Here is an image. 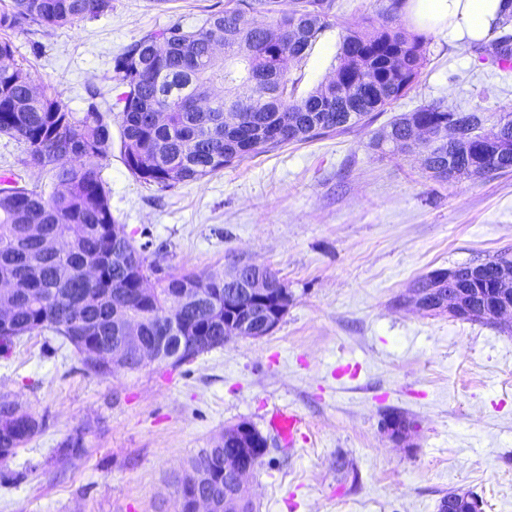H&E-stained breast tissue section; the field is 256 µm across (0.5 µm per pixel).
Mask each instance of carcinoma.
Masks as SVG:
<instances>
[{"label": "carcinoma", "mask_w": 512, "mask_h": 512, "mask_svg": "<svg viewBox=\"0 0 512 512\" xmlns=\"http://www.w3.org/2000/svg\"><path fill=\"white\" fill-rule=\"evenodd\" d=\"M406 0L390 4L365 25L342 23L331 74L299 96L291 66L307 58L336 18V0H226L200 26L179 22L151 29L129 44L116 61L124 91L104 108L90 102L72 111L51 86L34 84L16 58L8 32L21 28H64L112 9V0H12L0 11V135L24 143V163L44 174L32 188L18 178L0 180V279L11 280L14 303L0 327V352L22 336L50 330L71 345L85 370L113 374L109 343L123 335L127 319L140 323V336H168L162 361L181 365L200 355L180 347L178 336L224 335V280L206 272L159 276L144 251L112 215L110 189L102 176L112 154V123L120 129L121 154L140 182L164 191L282 146L311 141L371 122L405 96L426 62L425 39L397 22ZM512 0H504L492 44L493 57L512 69ZM216 85L236 89L206 112L193 105ZM456 116V138L441 144H407L410 125L448 127ZM479 108L421 105L381 129L370 143L383 155L423 156L437 181L471 173L512 172V117L487 132ZM69 241L55 255L42 254L46 239ZM95 265L94 280L84 268ZM430 273L411 292L435 294ZM43 423L17 401L0 397V460L16 453ZM238 448L215 442L201 449L175 478V512H193L197 497L217 504L232 490ZM476 495L450 491L438 512L462 506Z\"/></svg>", "instance_id": "1"}]
</instances>
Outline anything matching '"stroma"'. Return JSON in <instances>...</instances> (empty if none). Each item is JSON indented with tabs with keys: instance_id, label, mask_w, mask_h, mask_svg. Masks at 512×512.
<instances>
[{
	"instance_id": "obj_1",
	"label": "stroma",
	"mask_w": 512,
	"mask_h": 512,
	"mask_svg": "<svg viewBox=\"0 0 512 512\" xmlns=\"http://www.w3.org/2000/svg\"><path fill=\"white\" fill-rule=\"evenodd\" d=\"M224 0H112L70 28L10 37L36 83L70 109L95 83L121 87L116 57L145 31L199 25ZM327 29L294 74L299 93L335 64ZM427 63L365 127L297 143L160 191L120 151L104 162L112 214L164 274L275 270L288 311L259 339L234 338L178 367L100 377L52 333L0 355V394L44 426L0 461V512H173V477L225 427L246 422L270 447L251 483L256 512H438L453 489L483 512H512V314L461 321L399 304L436 269L512 254V174L432 180L419 160L379 156L376 132L420 105L512 112V73L475 43L427 32ZM303 420L294 447L268 424ZM411 422L404 440L387 413ZM78 436L80 457L61 450Z\"/></svg>"
}]
</instances>
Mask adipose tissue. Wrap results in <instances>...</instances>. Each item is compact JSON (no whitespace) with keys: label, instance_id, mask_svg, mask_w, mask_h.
<instances>
[{"label":"adipose tissue","instance_id":"obj_1","mask_svg":"<svg viewBox=\"0 0 512 512\" xmlns=\"http://www.w3.org/2000/svg\"><path fill=\"white\" fill-rule=\"evenodd\" d=\"M502 7L501 0H408L406 11L417 28L446 31L452 41H481Z\"/></svg>","mask_w":512,"mask_h":512}]
</instances>
